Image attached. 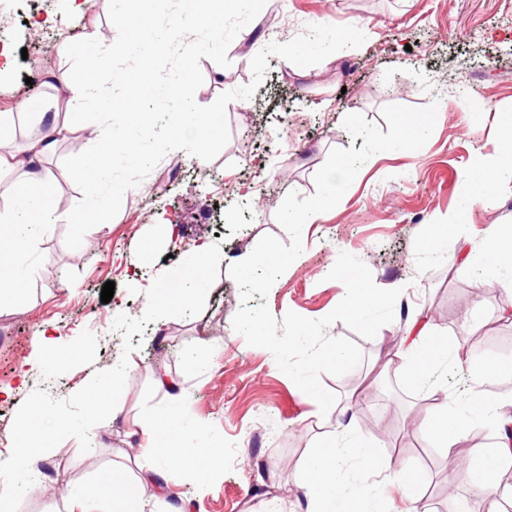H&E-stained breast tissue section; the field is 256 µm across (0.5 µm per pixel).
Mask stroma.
I'll use <instances>...</instances> for the list:
<instances>
[{"mask_svg":"<svg viewBox=\"0 0 512 512\" xmlns=\"http://www.w3.org/2000/svg\"><path fill=\"white\" fill-rule=\"evenodd\" d=\"M122 9L123 0L108 10L92 0L81 14L70 0H20L6 40L9 71L0 78V113L14 115L10 149H23L40 128L37 103L56 92L48 74H79L86 53L111 55L118 73L131 67L122 50L125 34L111 19ZM309 24L352 25L366 41L306 68L269 57L253 98L228 104L231 138L220 154L200 163L169 153L139 188L125 193L106 230L85 237L79 249L65 245L66 217L82 193L63 160L85 144L83 129L45 158L56 199L52 223L27 253L38 274L12 307L0 310V459L11 452L13 419L30 392L67 398L95 371L118 362L123 341L113 320L143 314L144 292L157 275L201 242L219 243L222 259L200 314L150 323L133 335L128 384L114 397L124 417L107 447L84 453L68 438L39 455L35 471L46 491L25 494L19 512H67L69 492H95L138 421L172 407L196 447L224 454L223 469L204 484L191 471L165 469L188 512H306L305 457L322 442L343 444L347 425L367 422L379 467L370 473L353 461L346 472L350 488L382 483L381 498L366 503L367 512L383 505L411 512L415 496L426 500L429 512H455L454 502L468 498L475 501L472 512H485L486 499L460 477L455 453L407 424L409 417L434 414L429 381L398 376L383 353L403 348L409 318L420 311L466 362L512 364V349L490 343L504 326L503 312L512 309V292L492 268L478 274L453 266L449 258L461 244L430 234L432 224L458 209L473 155L499 149L501 114H512V0H267L230 44V67L201 59L197 103L209 105L249 83L258 51L293 39ZM98 29L111 32V40L94 41ZM65 45L70 54H61ZM434 99L437 122L428 142L417 151L370 157L339 204L304 226L301 255L268 296L252 299L278 318L289 311L326 316L345 295L344 285L327 277L342 251L362 259L378 287L402 286L393 321L359 340L362 363L344 376L322 378L338 406L356 396L361 405L320 414L268 350L233 330L241 299L228 268L263 235L286 239L275 212L289 191L314 194V175L331 149L362 148L363 138L343 127L345 115L376 121L385 105L422 108ZM25 101L32 107L23 112ZM465 222L466 244L477 251L490 228L512 226V182L472 205ZM168 224L180 225L179 240L163 235ZM109 281L115 290L105 304L101 291ZM45 323L55 327L56 343L37 353L32 338ZM405 467L424 477L410 496L395 479Z\"/></svg>","mask_w":512,"mask_h":512,"instance_id":"obj_1","label":"stroma"}]
</instances>
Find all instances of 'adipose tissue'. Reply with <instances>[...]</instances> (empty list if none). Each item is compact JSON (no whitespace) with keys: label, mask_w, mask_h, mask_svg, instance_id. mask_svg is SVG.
I'll list each match as a JSON object with an SVG mask.
<instances>
[{"label":"adipose tissue","mask_w":512,"mask_h":512,"mask_svg":"<svg viewBox=\"0 0 512 512\" xmlns=\"http://www.w3.org/2000/svg\"><path fill=\"white\" fill-rule=\"evenodd\" d=\"M215 2L194 0L192 12L174 18L169 25L167 38L180 39L189 46L179 84L168 92L171 101L183 100L188 95L194 58L205 49L204 44L196 42L194 35L197 30L213 28L217 15ZM121 25L129 36L125 49L137 58L133 71L116 73L111 57L98 55L86 63L81 77L61 82V104L93 107L104 116L102 123L84 128L87 140L97 142L98 149L92 154L81 155L76 163L73 176L80 181L106 177L114 151L128 146L120 132L113 128L111 114H121L123 124L128 126L149 124L147 114L140 108V97L144 87L153 81L154 58L144 45L155 32L146 14L131 2L122 14ZM112 81L129 85V94L123 98H105L102 87ZM500 126L504 135L502 150L490 157L472 159L463 174L467 201L494 193L503 182L512 181L511 113L502 116ZM65 130V125L55 119L45 132L31 136L23 150L4 152L0 149V172L21 173L27 184L23 192L0 202L1 307L12 304L23 285L36 273L35 267L23 265L22 256L55 212L52 178L42 162L54 150ZM455 261L463 266L492 264L512 271V228H493L484 251H461ZM408 333L412 337L408 348L395 353L392 358L396 374L423 378L447 361L450 353L448 339L436 334L427 320L412 319ZM511 371L489 362L470 366L471 386L465 400L452 405L439 401V410L429 423L447 449L454 448L476 423H491L500 430L501 442L472 449L463 469L466 481L486 492L488 512H503L497 493L503 482L512 478V399L489 395L483 384L489 377ZM138 432L140 440L134 456V471L115 468L105 472L98 480V494L73 496L69 512H142L146 494H153L157 499L170 497L172 490L154 458V452L159 448L165 449L164 460L169 466L188 469L202 477L216 473L222 466L221 449L203 452L186 442L175 448L169 447V440L179 434L177 415L160 412L146 416L139 422ZM349 456L358 459L368 470L376 469L378 465L373 449L354 441L345 449L333 444L322 445L306 459L303 464L304 498L310 512H360L362 495L348 494L342 489L341 472L344 460Z\"/></svg>","instance_id":"ef3b65f1"}]
</instances>
